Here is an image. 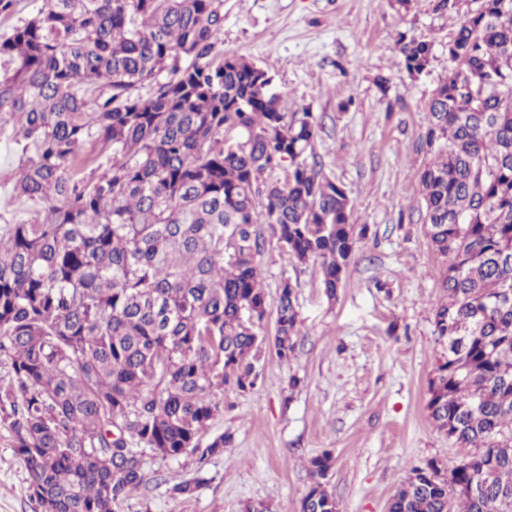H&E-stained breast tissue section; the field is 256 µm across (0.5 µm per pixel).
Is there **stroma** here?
I'll return each mask as SVG.
<instances>
[{"label": "stroma", "instance_id": "35a3bbf8", "mask_svg": "<svg viewBox=\"0 0 512 512\" xmlns=\"http://www.w3.org/2000/svg\"><path fill=\"white\" fill-rule=\"evenodd\" d=\"M436 0H223L224 49L267 70L289 118L313 113L314 153L324 175L341 182L352 220L367 225L342 288L328 299L317 262L298 263L264 235L258 258L268 301L282 278L296 281L302 320L296 353L280 361L265 349L256 390L224 392L208 433L233 443L198 464L145 452L147 489L119 512H240L250 500L300 512L310 460L330 452L328 476L343 512H387L410 470L459 462L463 448L431 423L428 382L440 345L433 307L442 296L443 257L430 247L417 174L433 158L422 135L428 104L448 75L447 42L463 12ZM434 43L420 74L401 63L399 35ZM388 77L380 87L379 77ZM300 384L289 388L290 376ZM203 472L193 497H172L171 483ZM28 474L0 429V512H37Z\"/></svg>", "mask_w": 512, "mask_h": 512}]
</instances>
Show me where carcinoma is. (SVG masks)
I'll return each mask as SVG.
<instances>
[{
    "label": "carcinoma",
    "instance_id": "obj_1",
    "mask_svg": "<svg viewBox=\"0 0 512 512\" xmlns=\"http://www.w3.org/2000/svg\"><path fill=\"white\" fill-rule=\"evenodd\" d=\"M474 2L448 36L418 175L446 261L426 408L468 452L412 469L389 512H512V0ZM222 5L43 0L0 40V127L25 141L0 206L30 213L0 225V426L39 512H119L148 484L144 449L202 463L230 446L201 438L224 389L257 387L267 314L279 360L300 334L289 279L268 309L259 226L320 261L331 300L367 236L319 170L314 115L288 121L272 76L224 51ZM433 47L398 40L412 74ZM285 165V180L264 177ZM331 468L328 452L310 460L301 512H335Z\"/></svg>",
    "mask_w": 512,
    "mask_h": 512
}]
</instances>
